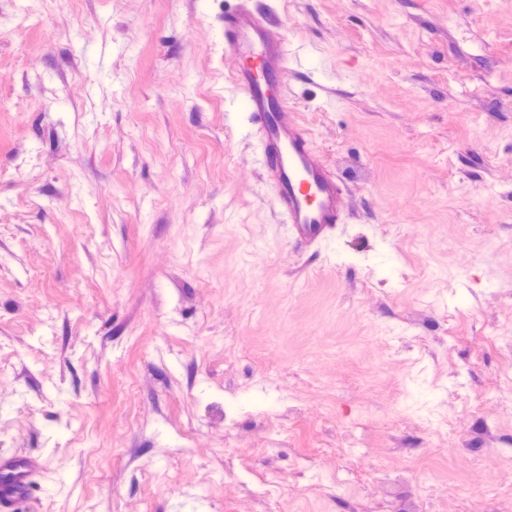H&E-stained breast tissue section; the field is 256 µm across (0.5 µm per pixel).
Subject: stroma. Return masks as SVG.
I'll return each instance as SVG.
<instances>
[{
  "label": "stroma",
  "mask_w": 512,
  "mask_h": 512,
  "mask_svg": "<svg viewBox=\"0 0 512 512\" xmlns=\"http://www.w3.org/2000/svg\"><path fill=\"white\" fill-rule=\"evenodd\" d=\"M234 2L0 0L17 512H512V0H252L350 190L315 253L224 63ZM39 463L33 458L0 456V509L26 501L37 483Z\"/></svg>",
  "instance_id": "1"
}]
</instances>
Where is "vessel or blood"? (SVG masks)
Returning a JSON list of instances; mask_svg holds the SVG:
<instances>
[{
	"instance_id": "b4317fda",
	"label": "vessel or blood",
	"mask_w": 512,
	"mask_h": 512,
	"mask_svg": "<svg viewBox=\"0 0 512 512\" xmlns=\"http://www.w3.org/2000/svg\"><path fill=\"white\" fill-rule=\"evenodd\" d=\"M224 49L233 83L259 135L260 163L276 205L297 244L316 249L338 237L346 222L349 188L317 154L309 131L281 88L289 53L278 15L236 0L224 12ZM39 463L0 456V512L26 501Z\"/></svg>"
}]
</instances>
